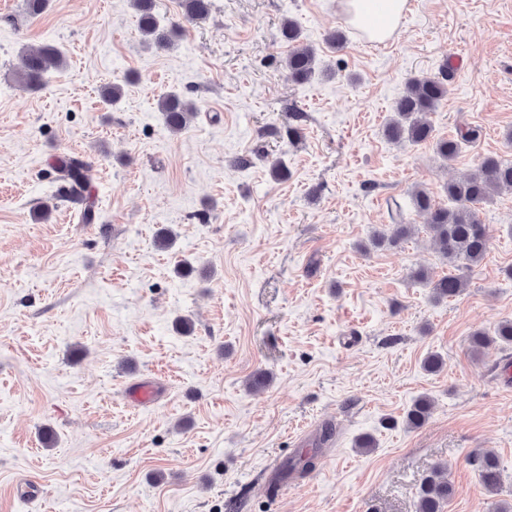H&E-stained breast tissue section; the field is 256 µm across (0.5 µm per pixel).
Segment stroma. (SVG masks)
<instances>
[{
	"mask_svg": "<svg viewBox=\"0 0 512 512\" xmlns=\"http://www.w3.org/2000/svg\"><path fill=\"white\" fill-rule=\"evenodd\" d=\"M338 2L212 0L156 49L130 0H50L37 17L0 0V512H416L439 462L446 512L512 503V386L497 380L512 346L470 345L512 318V194L481 210L489 250L462 295L436 302L409 278L448 271L410 191L443 203L481 157L512 161V0H411L381 51ZM285 18L327 75L289 79ZM335 29L343 47L324 40ZM48 41L65 65L25 89L22 52ZM445 63L435 136L481 129L450 163L384 135L406 78ZM108 83L123 88L112 106ZM174 88L198 107L177 135L157 110ZM74 153L93 163L90 224L53 167ZM392 199L415 231L370 247ZM165 226L168 250L154 242ZM183 259L194 271L180 277ZM181 316L192 334L175 332ZM259 370L274 376L260 393L245 385ZM133 373L160 384L153 407L129 403ZM422 395L433 413L407 428ZM328 422L316 470L272 484L298 428ZM480 448L502 462L498 493L468 461Z\"/></svg>",
	"mask_w": 512,
	"mask_h": 512,
	"instance_id": "1",
	"label": "stroma"
}]
</instances>
